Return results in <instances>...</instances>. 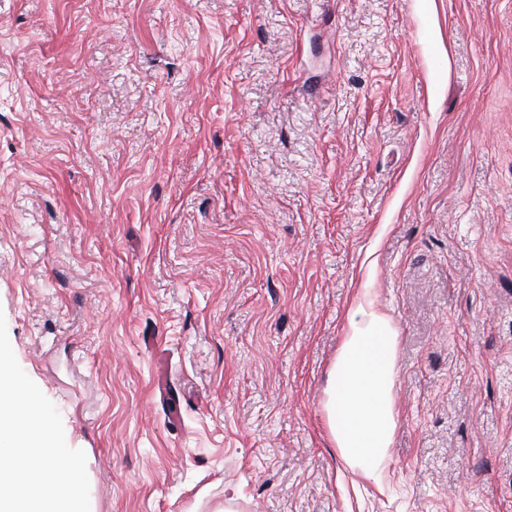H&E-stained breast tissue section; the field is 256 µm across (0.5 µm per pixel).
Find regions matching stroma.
<instances>
[{
    "mask_svg": "<svg viewBox=\"0 0 512 512\" xmlns=\"http://www.w3.org/2000/svg\"><path fill=\"white\" fill-rule=\"evenodd\" d=\"M366 279L379 485L321 408ZM0 313L90 512H512V0H0Z\"/></svg>",
    "mask_w": 512,
    "mask_h": 512,
    "instance_id": "1",
    "label": "stroma"
}]
</instances>
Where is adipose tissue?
Instances as JSON below:
<instances>
[{"label": "adipose tissue", "instance_id": "adipose-tissue-1", "mask_svg": "<svg viewBox=\"0 0 512 512\" xmlns=\"http://www.w3.org/2000/svg\"><path fill=\"white\" fill-rule=\"evenodd\" d=\"M398 332L376 307L369 284L357 289L344 336L327 373L322 411L338 460L381 481L398 423L395 405Z\"/></svg>", "mask_w": 512, "mask_h": 512}]
</instances>
